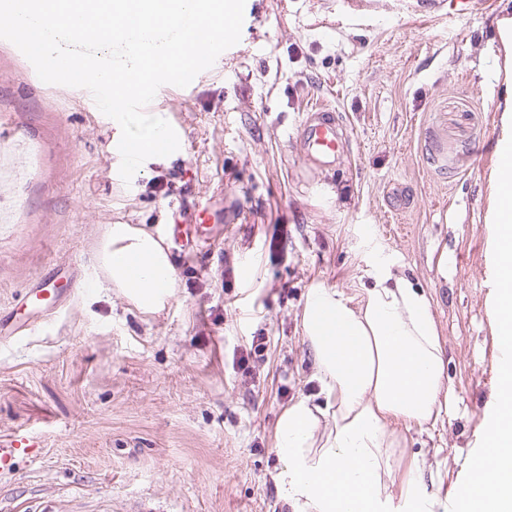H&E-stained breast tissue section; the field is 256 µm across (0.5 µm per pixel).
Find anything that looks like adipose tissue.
I'll use <instances>...</instances> for the list:
<instances>
[{"instance_id":"1","label":"adipose tissue","mask_w":512,"mask_h":512,"mask_svg":"<svg viewBox=\"0 0 512 512\" xmlns=\"http://www.w3.org/2000/svg\"><path fill=\"white\" fill-rule=\"evenodd\" d=\"M504 88L498 104L500 154L488 177L494 226V307L503 342H512V16L498 24ZM97 259L142 311L161 310L177 277L161 239L143 228L112 224ZM359 297L310 289L302 333L313 355L322 402L303 397L276 422L277 475L290 512H379L391 485L410 512H428L417 477L396 483L397 423H436L448 403L445 360L425 293L398 275L390 260L375 262ZM458 512H512V359L499 366L496 407L486 422L469 477L456 490Z\"/></svg>"}]
</instances>
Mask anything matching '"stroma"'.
I'll use <instances>...</instances> for the list:
<instances>
[{
	"instance_id": "35a3bbf8",
	"label": "stroma",
	"mask_w": 512,
	"mask_h": 512,
	"mask_svg": "<svg viewBox=\"0 0 512 512\" xmlns=\"http://www.w3.org/2000/svg\"><path fill=\"white\" fill-rule=\"evenodd\" d=\"M366 2L246 0L239 43L192 88H159L148 112L180 148L128 183L92 95L41 82L0 39V319L33 324L0 345V435L41 445L0 474V512H287L276 421L319 392L307 291L356 295L382 257L430 297L446 359L448 409L402 426L398 474H420L433 512H456L503 356L487 185L496 21L512 0ZM317 104L343 121L323 173L285 139ZM185 190L208 204L216 244L175 262L174 298L142 312L96 250L110 224L175 249ZM41 283L44 320L15 306ZM256 336L265 350L246 374L237 360Z\"/></svg>"
}]
</instances>
